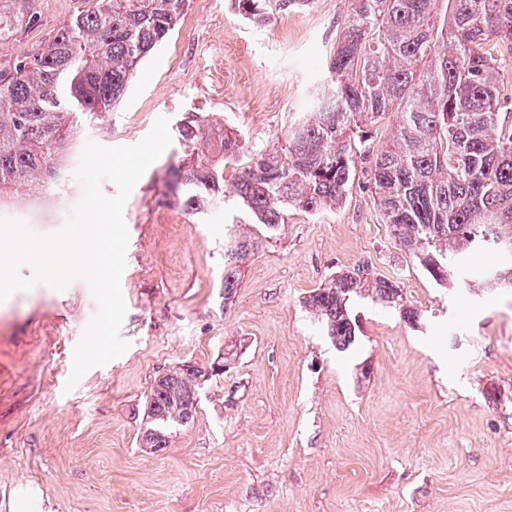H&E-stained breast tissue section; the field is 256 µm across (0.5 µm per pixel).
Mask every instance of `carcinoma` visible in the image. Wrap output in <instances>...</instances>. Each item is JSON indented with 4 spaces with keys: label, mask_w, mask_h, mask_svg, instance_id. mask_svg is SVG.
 Listing matches in <instances>:
<instances>
[{
    "label": "carcinoma",
    "mask_w": 512,
    "mask_h": 512,
    "mask_svg": "<svg viewBox=\"0 0 512 512\" xmlns=\"http://www.w3.org/2000/svg\"><path fill=\"white\" fill-rule=\"evenodd\" d=\"M39 51L0 71V196L52 178L83 124L102 119L123 96L144 58L175 29L189 0H82ZM326 81L312 108L291 112L282 139L253 152L233 185L239 207L272 238L293 211L317 216L343 205L356 159L404 251L440 286L512 288V133L501 120L497 54L512 51V0H451L446 37L435 35L436 0H354ZM252 24L297 12L314 0H234ZM392 123L388 142L370 138ZM178 141L192 162L175 169L187 210L226 198L224 160L244 152L226 132L214 143L190 122ZM259 242L224 235V300ZM371 296L398 306V286L366 263L343 269L305 304L341 350L356 339L349 301ZM201 368L185 364L157 378L148 396L142 443L152 453L197 413Z\"/></svg>",
    "instance_id": "cac0c4a2"
}]
</instances>
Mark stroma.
Instances as JSON below:
<instances>
[{"label": "stroma", "mask_w": 512, "mask_h": 512, "mask_svg": "<svg viewBox=\"0 0 512 512\" xmlns=\"http://www.w3.org/2000/svg\"><path fill=\"white\" fill-rule=\"evenodd\" d=\"M77 0H0V14L41 23L0 49V69L34 53ZM350 0H315L256 26L232 0H190L171 37L140 66L120 103L71 143L41 233L60 229L84 188L73 173L92 141L140 142L157 119L233 128L257 151L304 111ZM171 144L124 208L121 279L128 351L66 382L98 305L88 285H39L0 303V512L35 493L37 512H512V292L438 286L395 241L364 171L344 206L294 212L260 241L232 303L222 298L224 227L234 202L188 212ZM365 262L395 281L398 307L359 298L360 332L338 351L303 299ZM224 374L199 390L193 423L168 448H142L146 397L174 366Z\"/></svg>", "instance_id": "obj_1"}]
</instances>
